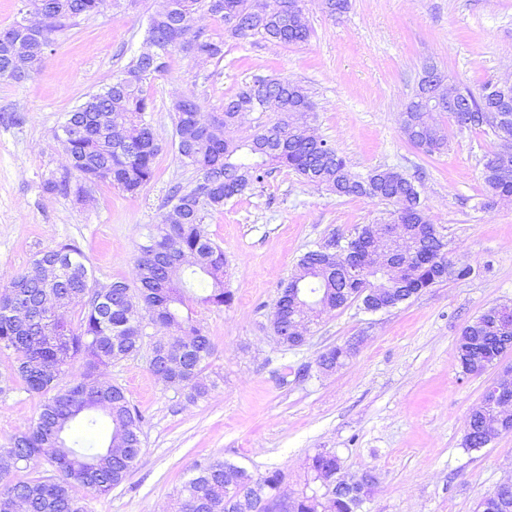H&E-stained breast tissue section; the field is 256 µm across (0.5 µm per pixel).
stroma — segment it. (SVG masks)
I'll list each match as a JSON object with an SVG mask.
<instances>
[{"instance_id":"stroma-1","label":"stroma","mask_w":512,"mask_h":512,"mask_svg":"<svg viewBox=\"0 0 512 512\" xmlns=\"http://www.w3.org/2000/svg\"><path fill=\"white\" fill-rule=\"evenodd\" d=\"M302 3L312 30L305 43L225 37L223 61L207 65L172 52L168 72L148 86L163 148L153 180L135 195L103 183L84 204L43 183L70 170L54 136L65 113L111 83L160 0L81 18L58 34L39 74L0 81V283L62 243L81 247L100 284L135 283L138 244L161 221L170 189L195 178L171 147L172 101L193 97L207 116L259 76L308 89L310 128L352 171L394 167L412 178L449 258L473 273L384 312L355 303L335 310L301 347L279 346L270 312L300 256L332 233L348 238L361 225L389 222L391 208L272 171L204 219L224 251L233 294L229 306L202 314L214 345L205 373L215 387L191 403L155 377L147 355L112 363L105 378L141 411L144 445L109 495L76 487L86 512H175L194 466L217 460L256 475L279 471L284 493H294L321 450L336 452L343 478L376 475L359 512H476L483 496L512 480V432L479 450L462 445L492 375L463 374L455 350L462 328L486 308L512 305V202L481 205L483 158L500 142L452 126L447 148L428 155L400 128L426 66L475 92L512 79V0H350L335 19L319 0ZM351 341L356 350L343 366L319 372L322 352ZM40 405L21 384L1 391L0 445Z\"/></svg>"}]
</instances>
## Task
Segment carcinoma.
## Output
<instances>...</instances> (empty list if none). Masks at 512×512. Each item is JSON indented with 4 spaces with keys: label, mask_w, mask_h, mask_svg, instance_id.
Listing matches in <instances>:
<instances>
[{
    "label": "carcinoma",
    "mask_w": 512,
    "mask_h": 512,
    "mask_svg": "<svg viewBox=\"0 0 512 512\" xmlns=\"http://www.w3.org/2000/svg\"><path fill=\"white\" fill-rule=\"evenodd\" d=\"M109 1L112 7H121L122 0H25L27 8L40 2L53 11L56 23L44 38L35 40L24 59L11 56V41L23 31L25 18L0 31V81L21 82L38 73L54 36L76 25L77 19L101 12ZM173 2L176 15L158 12L149 17L145 41L153 46V54L134 55L111 83L65 114L55 137L76 177L72 181L49 176L44 180L47 192L83 202L100 183L133 194L152 181L161 145L147 120L154 104L145 86L168 72V59L179 49L177 19L192 22L204 11L224 21L235 14L249 23L252 38L289 45L310 37L305 23L285 24L264 17L258 10L261 0ZM196 37L195 50L190 52L196 61L224 59V39L201 32ZM492 89L493 82L487 81L477 93L461 90L456 107L448 111L449 119L461 131L487 128L499 140H512V122L504 129L476 118L491 104ZM427 98L426 92L415 93L406 106L401 129L410 144L431 155L447 146L448 128L428 116ZM188 101L187 107L171 108L173 145L180 162L193 167L196 177L187 186L173 187L168 200L171 209L150 229L146 243L139 245L134 260L139 288L116 280L107 297L99 298L94 269L84 251L72 243L43 252L0 284V352L9 350L15 355L12 375L27 391L47 395L37 418L0 448V512H84L72 485L106 496L130 476L142 452V415L123 388L109 385L104 416L110 439L121 438L127 444L123 452L109 455L104 447L93 446L101 419L96 411L85 409L84 402L93 392L101 367L142 352L148 326L173 329L172 336L157 343V360L149 363L151 372L167 385L187 391L192 402L208 394L204 371L214 347L199 311L231 304L232 294L224 288V251L209 237L204 216L250 192L269 170H292L339 197L384 201L393 207L391 215L402 235L401 240L388 242L391 261L367 283L344 276L329 246L305 252L298 259L296 273L281 285L271 311L272 331L278 333L291 322L312 324L354 302L367 312L389 310L435 283L472 274L471 267L448 259L446 243L426 220L420 192L402 172L381 167L353 173L335 148L306 135L307 112L300 108L284 111L290 102H310L301 86L262 93L251 82L243 85L227 97L224 111L218 113L220 135L205 130L199 104L191 97ZM247 112L271 117L259 122L248 138H226L225 133ZM117 126L123 130L120 140L113 136ZM482 180L483 207L512 200V170L504 172L486 160ZM379 231L378 224L363 225L344 248L353 252ZM48 261L62 265L53 283L42 275V265ZM138 299L146 305V319L137 315ZM67 306L79 310L77 323L58 317V309ZM456 350L463 373H482L512 351V330L497 325L485 311L462 329ZM350 355L346 346L330 347L319 356L317 366L331 371ZM77 360L82 362V371L73 375L70 367ZM50 427L59 430L65 452L48 451ZM507 432L509 428L494 413L476 410L464 445L484 448ZM43 456L57 475L17 477ZM340 468L336 453H315L309 459V471L316 487L305 484L295 512H358L375 478L366 472L357 486L339 487L336 474ZM281 481L278 471L255 476L244 467L214 461L195 468L184 482L178 512H250L256 504L278 495Z\"/></svg>",
    "instance_id": "cac0c4a2"
}]
</instances>
